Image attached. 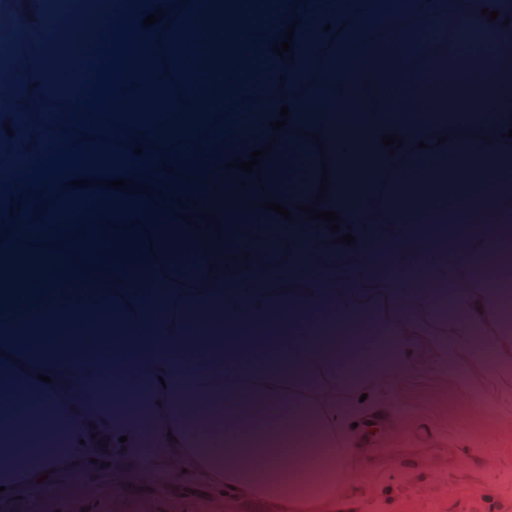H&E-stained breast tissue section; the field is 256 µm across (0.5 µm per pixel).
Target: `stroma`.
Returning <instances> with one entry per match:
<instances>
[{
  "label": "stroma",
  "instance_id": "stroma-1",
  "mask_svg": "<svg viewBox=\"0 0 512 512\" xmlns=\"http://www.w3.org/2000/svg\"><path fill=\"white\" fill-rule=\"evenodd\" d=\"M372 417L348 445L372 465L345 512H512V356L495 337L476 334L470 359L441 354L436 365L379 394ZM111 452L56 476L55 491L21 489L0 512H196L223 490L155 465L122 484L112 481Z\"/></svg>",
  "mask_w": 512,
  "mask_h": 512
}]
</instances>
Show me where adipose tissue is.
<instances>
[{"label": "adipose tissue", "mask_w": 512, "mask_h": 512, "mask_svg": "<svg viewBox=\"0 0 512 512\" xmlns=\"http://www.w3.org/2000/svg\"><path fill=\"white\" fill-rule=\"evenodd\" d=\"M151 14L157 23L144 25ZM0 26L27 57L0 90L6 102L54 107L44 93L59 82L54 57L78 66L72 111L96 96L102 61H118L128 90L109 138L87 139L73 124L41 129L33 142L14 112L0 113L15 154L61 139L86 161L111 156L113 179L131 184L94 198L87 223L71 225L61 205L84 172L72 156L0 179V499L108 448L123 480L152 458L270 512H336L351 491L344 459L289 490L280 472L319 443L347 439L370 414L361 395L446 347L468 355L476 331L502 316L499 282L476 274L489 259L512 260V98L498 88L512 67V9L503 0H408L400 13L389 0H364L359 10L295 0L287 12L275 0H130L115 13L100 0L66 24L14 8L0 13ZM490 26L501 50L460 48L461 35ZM289 30L293 53L278 56ZM424 32L427 76L415 91L435 115L352 113L347 87L365 70L381 89L404 85L399 49ZM162 37L163 63L154 56ZM253 60L261 78L233 100L258 110L260 135L198 125L195 113L216 102L207 82ZM178 81L190 116L172 121ZM284 107L287 125L272 130ZM388 133L400 148L384 147ZM313 137L324 163L282 188L275 166L284 146ZM187 144L200 149L190 178ZM263 147L258 173L232 167ZM219 177L230 194L214 221L250 225L260 239L264 204L274 201L313 234L289 236L277 256L256 251L265 282L231 300L200 214L159 202ZM314 204L337 212L339 233L354 243L337 244L324 221L307 220ZM315 252L320 273L297 276ZM367 323L369 340L340 353L337 333ZM226 329L233 337L218 342Z\"/></svg>", "instance_id": "ef3b65f1"}]
</instances>
